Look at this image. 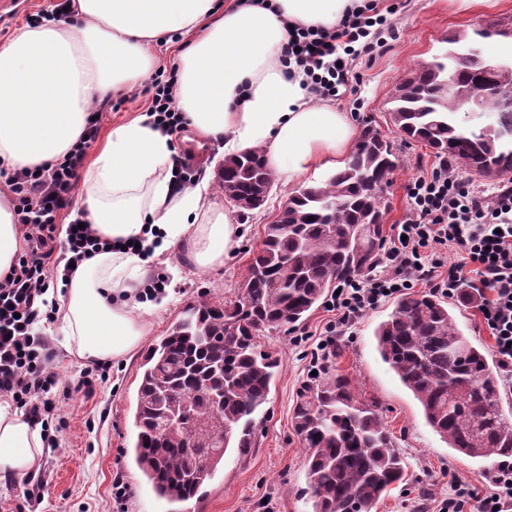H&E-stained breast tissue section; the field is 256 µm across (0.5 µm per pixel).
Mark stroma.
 Here are the masks:
<instances>
[{"instance_id": "stroma-1", "label": "stroma", "mask_w": 512, "mask_h": 512, "mask_svg": "<svg viewBox=\"0 0 512 512\" xmlns=\"http://www.w3.org/2000/svg\"><path fill=\"white\" fill-rule=\"evenodd\" d=\"M383 2L395 9L390 20L397 36L354 61V88L342 94L336 106L356 114L359 126L376 129L397 150L399 166L385 192L388 212L383 234L388 237L392 225L409 215L406 185L435 160L431 148L404 140L394 126L391 97L396 84L414 65L442 52L443 39L451 32L491 28L495 31L492 43H500V30L512 28V0H499L497 6L476 14L443 0ZM328 175L325 169L295 179L275 175L264 205L238 217V243L218 269L200 272L182 250L152 261L155 273L170 286L172 300L152 315L148 341L164 336L191 303L235 299L265 225L277 220L290 196ZM391 309L387 300L369 312L356 325L353 336L339 338L328 361L329 369L348 375L367 400L377 403L408 461V483L391 491L375 512H412L410 500L418 487H428L442 497L452 479L484 491L490 484L485 463L449 448L427 425L413 394L378 354L373 331ZM335 320V312L323 304L299 326L266 330L258 336L261 350L278 358L281 368L268 403L256 417L257 446L245 458L227 452L200 497L184 503L158 499L125 454L135 436L133 417L143 358L137 352L112 362L109 378L95 396L57 394L55 408L46 420L53 444L45 448L41 459L48 481L44 499L28 504L22 496L21 478H1L0 512H309L305 450L291 417L297 392L309 379L312 349ZM119 479L130 487L129 496L120 501L112 495V486Z\"/></svg>"}]
</instances>
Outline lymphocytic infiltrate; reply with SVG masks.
Wrapping results in <instances>:
<instances>
[{"instance_id": "lymphocytic-infiltrate-1", "label": "lymphocytic infiltrate", "mask_w": 512, "mask_h": 512, "mask_svg": "<svg viewBox=\"0 0 512 512\" xmlns=\"http://www.w3.org/2000/svg\"><path fill=\"white\" fill-rule=\"evenodd\" d=\"M392 31L376 0L346 12L336 27H296L288 32L282 56L303 74L302 85L317 99H336L349 88L351 66L368 52L372 30ZM175 74L151 81L149 112L175 134L184 118L176 105ZM89 122L82 139L63 158L34 168L12 170L0 164L4 182L24 242L17 259L0 277V397L24 408L30 420L43 422L52 409L59 375L39 321H53L54 310L44 308L43 296L54 282L58 251L67 249L77 264L99 250L102 241L91 225L69 231L66 242L55 232L72 205L86 151L98 134ZM409 217L394 225L391 245L382 257V272H369L342 281L330 306L336 322L328 328L311 355L327 360L336 339L353 329L387 296L425 284L433 291L456 296L469 291L480 301L479 311L493 340L505 384H512V187L487 192L476 188L439 160L431 172L406 186ZM460 259L441 258L447 247ZM436 512H512V467L502 468L492 486L477 494L465 484L450 482L448 495Z\"/></svg>"}]
</instances>
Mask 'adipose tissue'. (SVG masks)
<instances>
[{
  "mask_svg": "<svg viewBox=\"0 0 512 512\" xmlns=\"http://www.w3.org/2000/svg\"><path fill=\"white\" fill-rule=\"evenodd\" d=\"M363 0H73V24L26 26L0 45V159L16 169L63 157L82 136L93 101L141 83L155 49L182 37L177 104L197 140L228 155L262 151L271 171L296 177L344 166L354 116L315 101L281 57L289 24L332 27ZM171 137L152 115L113 126L83 177L85 220L105 241L57 293L61 345L79 360L111 363L139 350L148 316L169 290L152 291L141 251L186 249L217 269L238 227L205 200L208 181L178 187ZM139 243L132 252L130 243ZM40 425L0 401V476L37 469Z\"/></svg>",
  "mask_w": 512,
  "mask_h": 512,
  "instance_id": "adipose-tissue-1",
  "label": "adipose tissue"
}]
</instances>
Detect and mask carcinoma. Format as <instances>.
Instances as JSON below:
<instances>
[{"label":"carcinoma","instance_id":"1","mask_svg":"<svg viewBox=\"0 0 512 512\" xmlns=\"http://www.w3.org/2000/svg\"><path fill=\"white\" fill-rule=\"evenodd\" d=\"M486 31H456L450 45L417 65L392 97L391 119L407 139L472 174L512 181V107L489 95L485 79L456 67L453 46L483 53ZM481 107L493 123H471ZM397 167L393 145L361 131L346 165L288 198L265 225L237 301L190 305L141 365L130 450L154 494L187 502L213 478L232 448L241 458L256 447L255 416L268 401L277 360L258 350L265 329L296 326L340 281L379 263L384 197ZM240 215L257 209L269 175L259 150L224 158ZM376 349L421 405L428 425L448 446L502 467L512 462V419L502 409L499 378L482 346L458 328L449 303L433 294L400 295L373 331ZM194 399L185 427L168 428L174 406L165 393ZM292 423L305 448L312 512H372L407 464L378 412L346 375L325 372L297 394ZM200 434L195 451L189 433Z\"/></svg>","mask_w":512,"mask_h":512}]
</instances>
